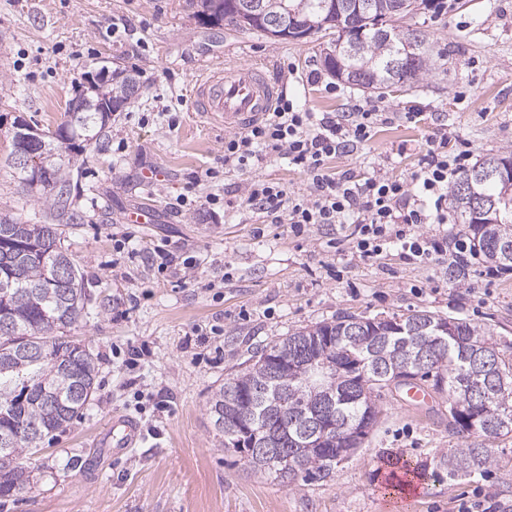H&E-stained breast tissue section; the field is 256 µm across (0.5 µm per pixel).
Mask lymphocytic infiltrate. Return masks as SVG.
<instances>
[{"label":"lymphocytic infiltrate","instance_id":"lymphocytic-infiltrate-1","mask_svg":"<svg viewBox=\"0 0 512 512\" xmlns=\"http://www.w3.org/2000/svg\"><path fill=\"white\" fill-rule=\"evenodd\" d=\"M414 113L381 111L378 103L353 104L349 111L318 114L281 97L272 112L245 131L224 140L225 169H251L271 158L288 160L312 178L309 194L292 195L283 185L259 176L247 180L243 205L261 224H287L297 233L312 224L352 223V243L369 259L394 249L410 264H432L448 256L463 267L476 265L479 254L466 238L426 236L423 224L448 221V185L463 170L468 152L448 150V133L431 141L419 170L410 180L378 169L364 182L352 175L331 177L327 163L366 143L377 124L414 120Z\"/></svg>","mask_w":512,"mask_h":512}]
</instances>
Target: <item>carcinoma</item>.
<instances>
[{
  "label": "carcinoma",
  "instance_id": "cac0c4a2",
  "mask_svg": "<svg viewBox=\"0 0 512 512\" xmlns=\"http://www.w3.org/2000/svg\"><path fill=\"white\" fill-rule=\"evenodd\" d=\"M275 2L274 11L285 24L312 25L314 32L330 30L336 39L361 40L360 55L340 47L336 56H324L328 72L349 77L347 83L363 91L411 86L434 59L448 57V47L421 35L400 72L389 68L390 49L382 40L395 22L414 16L398 10L412 0H263ZM244 0H193L196 16L207 25L233 26L259 32L238 20L237 4ZM138 87L125 68L112 70V86L89 82L74 99L87 103L74 111L56 132H47L28 144L53 187L37 189L44 198L48 221L26 224L0 218V252L18 258L19 279L9 295L0 293V321L12 330L0 332V499L30 489V456L47 439L64 430L93 400L98 367L96 357L68 332L87 314L85 277L65 248L61 224H70L74 169L70 152L98 139L107 122L103 101L112 94V107L129 99ZM512 164V153L493 155L464 170L450 188L451 204L464 218L466 232L492 264L512 271V254L498 243L512 241V179L475 184L486 199L485 209L474 210L461 193L465 178L492 166ZM58 264L68 265L74 281L59 285L53 276ZM363 324L355 335L354 322ZM491 348L496 358L485 365L465 361V353ZM424 356L423 368L409 380H400L404 364ZM424 384L435 393L448 391L449 425L453 433L477 439L448 449V478L482 474L494 463L493 442L512 435V357L485 330L462 319L428 310L378 319L343 314L331 321L297 329L251 356L212 391L206 412L215 436L226 450L241 452V440L279 444L280 456L248 463L251 473L292 483L302 477L325 481L351 458L376 425L375 397L385 387ZM298 461L295 472L282 458Z\"/></svg>",
  "mask_w": 512,
  "mask_h": 512
}]
</instances>
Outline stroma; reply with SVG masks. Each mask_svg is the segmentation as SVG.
Masks as SVG:
<instances>
[{"label":"stroma","mask_w":512,"mask_h":512,"mask_svg":"<svg viewBox=\"0 0 512 512\" xmlns=\"http://www.w3.org/2000/svg\"><path fill=\"white\" fill-rule=\"evenodd\" d=\"M430 41L447 45L442 67L407 91L358 90L328 73V36L275 41L202 24L188 0H0V217L35 224L42 200L8 163L19 119L56 128L68 101L101 66L131 70L139 92L113 113L72 187L81 221L67 244L86 276L89 317L71 329L99 361L87 409L34 456V483L0 512H457L462 497L485 493L512 505V437L494 445L491 470L462 482L431 475L463 441L448 426V397L405 407L382 389L379 420L333 479L283 485L261 480L214 437L205 402L253 352L299 328L342 314L389 317L429 310L480 326L512 343V272L460 287L447 264L361 259L350 225L295 236L225 210L248 172L225 170L224 128L191 112L187 91L210 63L265 64L287 95L314 112H344L356 101L417 112L416 123L379 126L364 146L330 161L332 172L370 176L385 167L409 178L440 128L449 149L468 144L474 160L512 153V0H443L437 17L418 14ZM158 170L159 185L143 181ZM215 179H205L206 171ZM190 203L175 209L179 195ZM221 202L208 209L206 195ZM141 224L126 223L129 212ZM129 235L123 249L114 236ZM173 256L158 272L151 256ZM194 257L187 269L183 261ZM146 356L128 364L131 349ZM140 427L121 458L95 439L112 415ZM426 464L415 492L401 490L387 455Z\"/></svg>","instance_id":"obj_1"}]
</instances>
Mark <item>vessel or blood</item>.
Wrapping results in <instances>:
<instances>
[{"instance_id":"b4317fda","label":"vessel or blood","mask_w":512,"mask_h":512,"mask_svg":"<svg viewBox=\"0 0 512 512\" xmlns=\"http://www.w3.org/2000/svg\"><path fill=\"white\" fill-rule=\"evenodd\" d=\"M284 83L260 65H220L205 70L190 94L192 111L225 129L238 131L272 111ZM139 437L135 421L113 417L102 434L105 447L121 455Z\"/></svg>"}]
</instances>
